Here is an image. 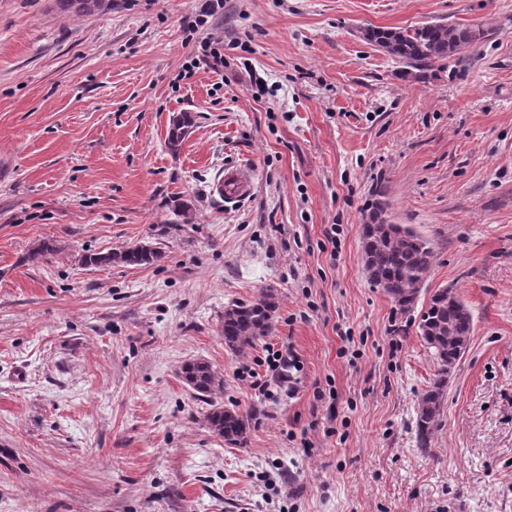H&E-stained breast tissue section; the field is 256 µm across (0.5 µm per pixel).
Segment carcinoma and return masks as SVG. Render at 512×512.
Returning <instances> with one entry per match:
<instances>
[{
    "label": "carcinoma",
    "instance_id": "carcinoma-1",
    "mask_svg": "<svg viewBox=\"0 0 512 512\" xmlns=\"http://www.w3.org/2000/svg\"><path fill=\"white\" fill-rule=\"evenodd\" d=\"M370 43L413 66L452 56L477 40L476 33L445 23H425L398 29H367ZM193 117L182 112L173 118L168 132V145L177 152L190 134ZM164 253L149 244L127 247L106 254L92 253L83 257L87 265L112 262L142 266L158 262ZM434 250L420 235L403 224H388L378 212L370 213L362 224V262L369 281L382 289L393 303L392 318L397 322L414 310L420 285L430 272ZM466 304L452 288L433 293L420 310L417 329L431 351L435 374L430 386L418 399L415 432L416 443L426 452L432 446L440 425L443 403L448 393V362L459 361L462 343L473 330L471 313H462ZM277 309L275 294L262 291L249 303H238L224 309V346L234 355L246 356L255 344L274 329ZM185 382L200 396L213 397L224 390V380L209 363L194 361L181 371ZM209 429L224 440L239 446L248 442L250 417L234 408L213 406L206 416Z\"/></svg>",
    "mask_w": 512,
    "mask_h": 512
}]
</instances>
